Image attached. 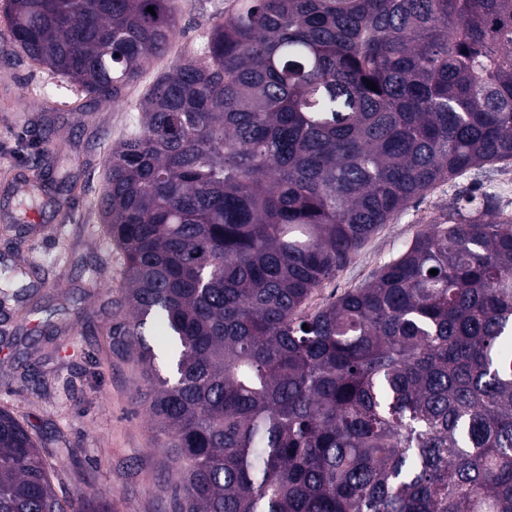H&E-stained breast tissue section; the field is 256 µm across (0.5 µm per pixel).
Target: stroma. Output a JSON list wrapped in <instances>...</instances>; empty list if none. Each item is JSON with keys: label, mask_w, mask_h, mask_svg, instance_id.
Listing matches in <instances>:
<instances>
[{"label": "stroma", "mask_w": 512, "mask_h": 512, "mask_svg": "<svg viewBox=\"0 0 512 512\" xmlns=\"http://www.w3.org/2000/svg\"><path fill=\"white\" fill-rule=\"evenodd\" d=\"M174 5L178 32L169 53L112 105H85L74 86L18 57L0 18V265L17 270L12 289H33L30 301L0 303V407L41 432L61 498L97 491L112 512H173L179 480L174 454L159 447L149 412L136 399L147 384L134 356L112 344V328L123 318L125 264L100 233L97 205L105 162L129 132L134 104L176 60L195 55L202 33L236 2ZM59 173L82 221L63 223L49 200L20 215L17 200L27 183ZM476 179L512 210L503 170L438 185L371 235L313 304L369 281L448 208L456 186Z\"/></svg>", "instance_id": "obj_1"}]
</instances>
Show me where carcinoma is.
Listing matches in <instances>:
<instances>
[{"label":"carcinoma","mask_w":512,"mask_h":512,"mask_svg":"<svg viewBox=\"0 0 512 512\" xmlns=\"http://www.w3.org/2000/svg\"><path fill=\"white\" fill-rule=\"evenodd\" d=\"M0 11L16 53L98 103L177 33L173 0ZM136 111L98 210L125 259L122 346L179 463L175 512H512L496 197L471 184L368 284L309 307L413 201L512 164V0H238ZM53 472L0 408V512H112L60 499Z\"/></svg>","instance_id":"1"}]
</instances>
